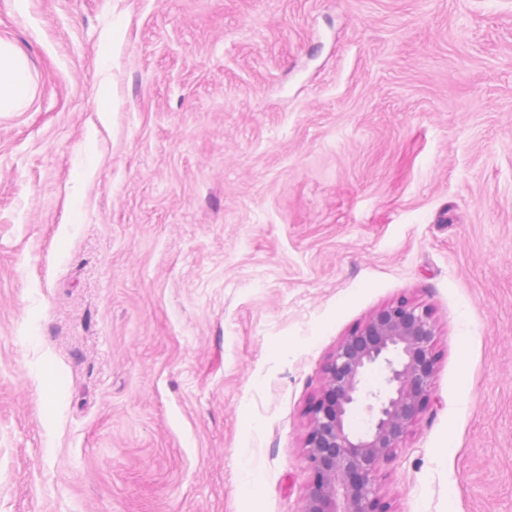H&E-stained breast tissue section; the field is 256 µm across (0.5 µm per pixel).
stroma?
I'll return each instance as SVG.
<instances>
[{
	"instance_id": "stroma-1",
	"label": "stroma",
	"mask_w": 512,
	"mask_h": 512,
	"mask_svg": "<svg viewBox=\"0 0 512 512\" xmlns=\"http://www.w3.org/2000/svg\"><path fill=\"white\" fill-rule=\"evenodd\" d=\"M0 38V512H299L322 369L400 300L437 363L380 498L512 512V0H0ZM34 95L26 57L11 42L0 39V112H22Z\"/></svg>"
}]
</instances>
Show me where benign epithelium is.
Listing matches in <instances>:
<instances>
[{"label":"benign epithelium","instance_id":"benign-epithelium-1","mask_svg":"<svg viewBox=\"0 0 512 512\" xmlns=\"http://www.w3.org/2000/svg\"><path fill=\"white\" fill-rule=\"evenodd\" d=\"M434 336L431 312L399 301L336 346L309 411L304 448L313 479L300 512H386L379 476L430 401ZM374 371L382 377L376 390L366 387ZM359 410L367 419L356 431Z\"/></svg>","mask_w":512,"mask_h":512}]
</instances>
